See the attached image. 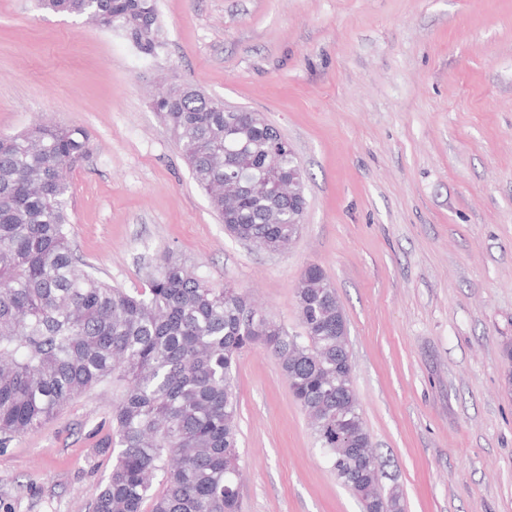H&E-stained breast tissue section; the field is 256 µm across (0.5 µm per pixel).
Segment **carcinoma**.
I'll return each mask as SVG.
<instances>
[{"instance_id":"obj_1","label":"carcinoma","mask_w":512,"mask_h":512,"mask_svg":"<svg viewBox=\"0 0 512 512\" xmlns=\"http://www.w3.org/2000/svg\"><path fill=\"white\" fill-rule=\"evenodd\" d=\"M40 10L116 20L146 57L165 46L158 0H35ZM151 107L161 114L213 211L235 239L285 250L298 225L288 208L269 224L274 181L294 168L288 140L269 123L226 112L198 89L176 84ZM79 126L36 124L0 134V446L51 420L63 405L112 388L118 452L92 512H238L239 354L259 346L277 361L307 411L316 444L362 512H405L402 491L382 487L380 462L365 464L340 436L372 450L352 383L342 307L324 270L310 265L295 288L301 334L251 318L244 293L217 287L166 252L148 287L131 292L88 270L71 241L67 170L90 152ZM228 152L250 189L224 192ZM163 489L152 491L156 474ZM150 509H145V503Z\"/></svg>"}]
</instances>
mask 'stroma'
Masks as SVG:
<instances>
[{
  "mask_svg": "<svg viewBox=\"0 0 512 512\" xmlns=\"http://www.w3.org/2000/svg\"><path fill=\"white\" fill-rule=\"evenodd\" d=\"M140 55L80 17L0 0V133L77 125L73 246L147 287L173 252L300 332L295 288L325 270L383 486L405 512H512V0H158ZM174 77L262 113L292 145L307 208L273 254L225 231L150 107ZM241 512H361L278 364L237 361ZM112 391L0 447V512H91L112 469Z\"/></svg>",
  "mask_w": 512,
  "mask_h": 512,
  "instance_id": "obj_1",
  "label": "stroma"
}]
</instances>
